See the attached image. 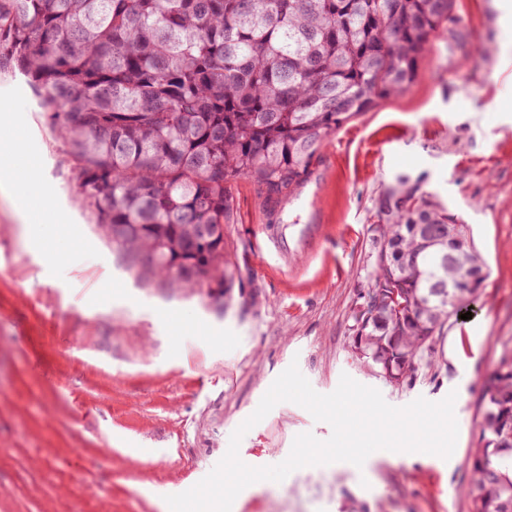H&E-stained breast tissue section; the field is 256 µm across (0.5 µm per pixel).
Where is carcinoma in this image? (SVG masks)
I'll use <instances>...</instances> for the list:
<instances>
[{
    "label": "carcinoma",
    "mask_w": 512,
    "mask_h": 512,
    "mask_svg": "<svg viewBox=\"0 0 512 512\" xmlns=\"http://www.w3.org/2000/svg\"><path fill=\"white\" fill-rule=\"evenodd\" d=\"M458 22L452 0H0V63L35 88L113 245L170 288H227L229 187L250 179L274 213L327 138L408 90L431 34ZM376 216L351 339L398 384L473 302L485 261L408 176ZM482 403L471 512H512V353Z\"/></svg>",
    "instance_id": "carcinoma-1"
}]
</instances>
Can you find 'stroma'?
<instances>
[{
  "instance_id": "stroma-1",
  "label": "stroma",
  "mask_w": 512,
  "mask_h": 512,
  "mask_svg": "<svg viewBox=\"0 0 512 512\" xmlns=\"http://www.w3.org/2000/svg\"><path fill=\"white\" fill-rule=\"evenodd\" d=\"M453 12L458 25L431 37L411 88L320 149L316 211L299 198L272 220L254 183L231 187L227 288H167L130 266L101 236L32 89L0 64L17 162L40 170L50 208L76 221L21 223L33 189L0 193V512H158L143 487L198 483L293 363L322 394L344 374L396 407L457 393L455 462L444 472L377 451L366 486L341 462L304 467L261 482L238 512H470L482 383L512 351V28L495 0H454ZM402 174L470 227L488 276L471 319H450L434 354L394 385L356 354L351 326L369 287L375 200ZM32 234L43 254L29 251ZM306 432L325 440L332 428L280 403L239 456L280 463Z\"/></svg>"
}]
</instances>
